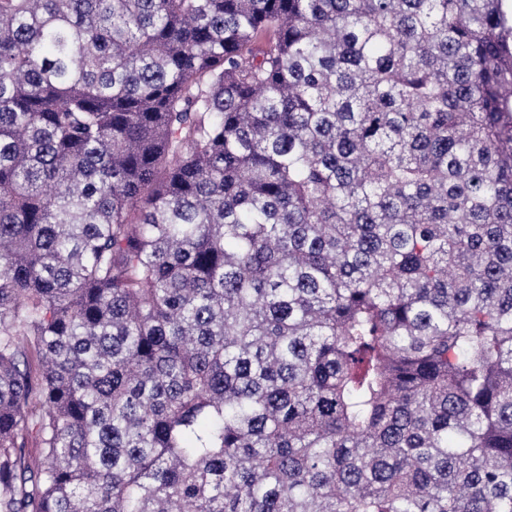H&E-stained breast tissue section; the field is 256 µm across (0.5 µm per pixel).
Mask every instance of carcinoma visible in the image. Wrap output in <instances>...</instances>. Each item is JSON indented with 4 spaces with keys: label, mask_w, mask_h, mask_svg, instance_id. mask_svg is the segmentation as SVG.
I'll list each match as a JSON object with an SVG mask.
<instances>
[{
    "label": "carcinoma",
    "mask_w": 512,
    "mask_h": 512,
    "mask_svg": "<svg viewBox=\"0 0 512 512\" xmlns=\"http://www.w3.org/2000/svg\"><path fill=\"white\" fill-rule=\"evenodd\" d=\"M504 3L0 0V512H512Z\"/></svg>",
    "instance_id": "cac0c4a2"
}]
</instances>
